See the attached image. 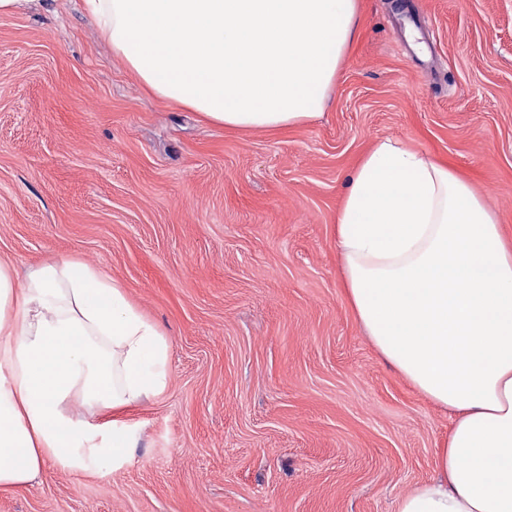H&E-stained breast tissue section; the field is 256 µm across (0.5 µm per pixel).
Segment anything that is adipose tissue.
Masks as SVG:
<instances>
[{"label":"adipose tissue","instance_id":"1","mask_svg":"<svg viewBox=\"0 0 512 512\" xmlns=\"http://www.w3.org/2000/svg\"><path fill=\"white\" fill-rule=\"evenodd\" d=\"M113 51L167 103L233 129L321 114L361 0H84ZM342 286L366 336L453 416L436 476L396 512H512V242L469 181L405 141H376L336 218ZM169 346L122 285L64 258L0 263V490L123 467L117 413L167 385Z\"/></svg>","mask_w":512,"mask_h":512}]
</instances>
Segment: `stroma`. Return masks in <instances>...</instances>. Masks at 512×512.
Masks as SVG:
<instances>
[{
    "label": "stroma",
    "mask_w": 512,
    "mask_h": 512,
    "mask_svg": "<svg viewBox=\"0 0 512 512\" xmlns=\"http://www.w3.org/2000/svg\"><path fill=\"white\" fill-rule=\"evenodd\" d=\"M0 15V262L76 258L164 333L168 382L122 468L46 464L0 512H395L452 420L379 356L336 214L370 145L410 140L512 238V0H362L323 114L276 131L146 91L82 0Z\"/></svg>",
    "instance_id": "35a3bbf8"
}]
</instances>
